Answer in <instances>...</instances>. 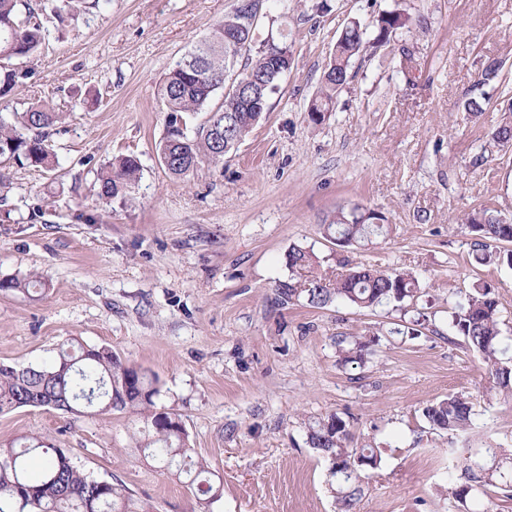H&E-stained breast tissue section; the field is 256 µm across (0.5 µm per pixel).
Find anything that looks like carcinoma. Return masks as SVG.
<instances>
[{
  "instance_id": "carcinoma-1",
  "label": "carcinoma",
  "mask_w": 512,
  "mask_h": 512,
  "mask_svg": "<svg viewBox=\"0 0 512 512\" xmlns=\"http://www.w3.org/2000/svg\"><path fill=\"white\" fill-rule=\"evenodd\" d=\"M20 0H0V59L28 58L45 41V30L33 11L19 16ZM409 17L398 10L384 11L376 19L373 43L383 46L405 27ZM366 30L356 21L342 31L324 71L319 95L309 107L312 122L323 121L333 111L336 94L347 84L349 63L365 44ZM256 29L248 16L233 9L212 31L198 40L166 74L158 85V99L167 113L166 134L160 155L164 166L176 178H188L204 163L217 164L236 148L261 120L268 100L278 88L285 68L294 62L293 41L283 34L272 51L260 44L257 55L239 72L234 59L241 51H251ZM29 78V72L0 66V97ZM251 80V92L263 101L258 111L236 89L238 79ZM221 103L211 106L216 95ZM207 113L195 131L180 129L176 118L186 119ZM59 113L48 105H33L24 112L0 115V164L24 163L47 168L52 161L49 139L60 122ZM140 165L136 157L116 158L97 174L98 197L105 201L125 198L137 179ZM386 217L370 209L354 207L336 211L324 225L327 238L340 245L365 246L389 233ZM472 232L481 238L475 243L474 261L512 267V249L493 250L489 242H512V222L483 210L468 219ZM291 279L276 287L278 300L288 304L305 297L312 307L344 301L360 309L384 302L404 309L418 299L417 278L411 272H387L371 266H355L334 278L312 271L310 252L292 247L286 254ZM42 282L34 275H14L0 279V291L36 293ZM427 316L413 307L408 325L390 333L419 336ZM451 329L480 353L488 367L493 388L512 395V357L502 345L498 301L494 289L478 283L451 315ZM368 343L336 339L338 362L362 365ZM159 390L144 372L130 366L112 350L87 346L76 340L61 345L47 364L24 369L0 365V413L22 407H49L72 415L86 412H125L133 417V447L149 451L158 468L186 480L194 490L198 512L221 497L223 477L194 459L188 434L179 417L159 408ZM432 429L451 434L472 429V407L463 395H450L422 409ZM311 448L330 462L331 492L338 512H353L362 482L382 461L381 450L368 443L361 448L348 445L350 431L336 415L307 426ZM468 483L456 487L453 496L462 505L497 481L508 487V477L496 467L478 460L464 462ZM0 512H147L121 483L97 480L78 468L62 448L38 436H24L0 446Z\"/></svg>"
}]
</instances>
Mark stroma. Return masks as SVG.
Listing matches in <instances>:
<instances>
[{
    "instance_id": "obj_1",
    "label": "stroma",
    "mask_w": 512,
    "mask_h": 512,
    "mask_svg": "<svg viewBox=\"0 0 512 512\" xmlns=\"http://www.w3.org/2000/svg\"><path fill=\"white\" fill-rule=\"evenodd\" d=\"M29 2L47 36L19 60L30 76L0 112L47 101L63 122L55 170L8 169L0 278L34 273L46 290L0 292V364L40 365L75 339L155 378L159 407L224 477L209 512H337L329 463L307 443L308 423L332 415L353 446L385 449L355 512H459L455 460L512 470V397L491 388L482 356L449 326L450 307L486 282L512 338V268L474 265L466 222L484 209L512 218V146L491 138L512 112L500 89L477 84L495 59L512 89V0H264L257 37L290 32L294 63L238 149L187 181L161 161L157 85L235 0H100L61 19L57 0ZM391 9L407 27L352 58L334 112L313 123L308 107L343 28ZM470 97L483 98L481 113L465 112ZM118 155L137 157L141 178L128 200L106 203L95 175ZM356 206L383 213L389 236L326 240L325 221ZM292 247L313 253L319 274L412 271L429 331L387 335L401 313L385 305L281 304ZM369 330L379 337L364 366L339 365L337 337ZM457 393L473 429L431 430L422 408ZM132 432L118 411L0 414V445L45 437L93 477L124 483L147 512H194L190 487L132 448Z\"/></svg>"
}]
</instances>
